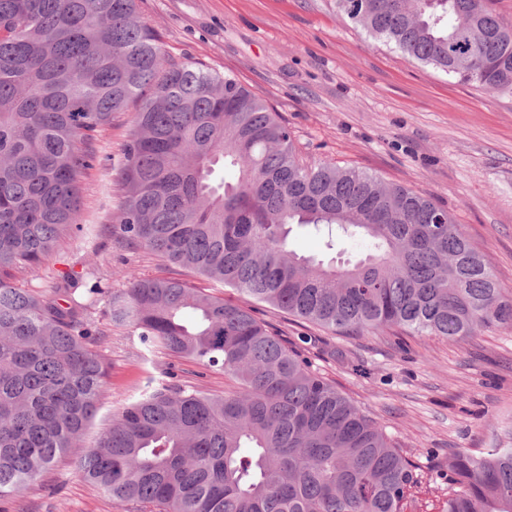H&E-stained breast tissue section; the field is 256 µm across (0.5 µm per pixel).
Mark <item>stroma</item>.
I'll return each instance as SVG.
<instances>
[{"mask_svg": "<svg viewBox=\"0 0 512 512\" xmlns=\"http://www.w3.org/2000/svg\"><path fill=\"white\" fill-rule=\"evenodd\" d=\"M137 6L172 60L224 73L278 112L305 163L364 171L446 210L512 295V94L461 83L372 39L336 0H137ZM131 118L118 113L97 135L99 161L78 178L82 224L61 235L38 271L15 274L19 286L46 297L64 277H79L84 313L106 331L98 352L107 376L77 446L35 484L0 497V512H150L147 504L117 503L83 479L85 449L113 413L165 381L168 371L213 396L236 388L219 369L146 350L130 327L109 319L108 300L125 289V271L235 296L145 250L118 246L114 177ZM95 284L100 293H91ZM257 315L421 463L407 512H441L448 483L438 474L449 449L489 448L512 428V328L458 340L399 329L344 336L265 304Z\"/></svg>", "mask_w": 512, "mask_h": 512, "instance_id": "1", "label": "stroma"}]
</instances>
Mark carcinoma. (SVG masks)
Segmentation results:
<instances>
[{"mask_svg":"<svg viewBox=\"0 0 512 512\" xmlns=\"http://www.w3.org/2000/svg\"><path fill=\"white\" fill-rule=\"evenodd\" d=\"M374 38L485 90L512 94V29L487 0H338ZM136 104L116 182L115 235L234 289L126 275L112 323L147 347L218 367L213 397L173 381L112 416L81 472L158 512H405L414 461L254 316L265 303L333 333L445 339L512 327L483 256L445 210L402 185L299 158L288 127L217 71L170 60L137 0H0V497L78 441L105 377L68 277L51 297L14 283L81 223L77 175L96 131ZM235 180L215 182L218 166ZM360 232L340 266L288 249L292 225ZM195 314L192 322L186 312ZM442 512H512V448L456 450Z\"/></svg>","mask_w":512,"mask_h":512,"instance_id":"obj_1","label":"carcinoma"}]
</instances>
